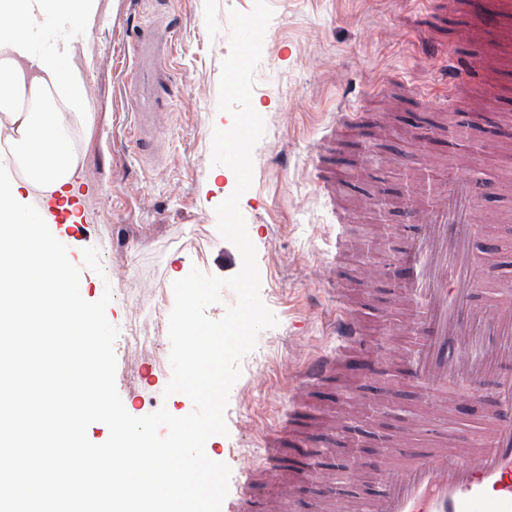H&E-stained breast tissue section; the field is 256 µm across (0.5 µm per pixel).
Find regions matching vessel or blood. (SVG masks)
Masks as SVG:
<instances>
[{"mask_svg": "<svg viewBox=\"0 0 512 512\" xmlns=\"http://www.w3.org/2000/svg\"><path fill=\"white\" fill-rule=\"evenodd\" d=\"M482 57L438 84L435 94L450 100L459 80L486 76ZM430 201L416 204V224L404 230L397 262L404 271L401 304L416 330L415 353L406 376L429 400L430 422L437 428L428 445L413 438V426L400 425L374 454L388 458L385 468L367 465L343 477L312 459L287 461L279 441L265 446L261 463L247 472L248 488L228 512H285L293 496L295 475L311 472L315 481L311 512H512V289L481 279L472 247L474 230L495 238L499 216L477 217L473 191L461 181L450 190L433 187ZM483 286L480 309L470 304L472 290ZM332 330L347 351L365 352V328L345 305H338ZM302 397L340 376L339 357L322 354L304 367ZM494 381L493 406L482 430L469 433L453 427L462 398L487 393ZM275 484L273 496L259 495Z\"/></svg>", "mask_w": 512, "mask_h": 512, "instance_id": "vessel-or-blood-1", "label": "vessel or blood"}]
</instances>
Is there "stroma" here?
I'll return each mask as SVG.
<instances>
[{
  "instance_id": "stroma-1",
  "label": "stroma",
  "mask_w": 512,
  "mask_h": 512,
  "mask_svg": "<svg viewBox=\"0 0 512 512\" xmlns=\"http://www.w3.org/2000/svg\"><path fill=\"white\" fill-rule=\"evenodd\" d=\"M274 16L255 73L252 103L266 133L254 150L255 191L240 209L257 248L261 298L278 319L263 330L241 361L231 390L228 433L208 440L209 456L231 469L230 497L246 485L249 462L263 454L268 434L291 417L316 431L336 413V393L321 390L309 408L295 396L299 370L313 356L339 352L325 317L340 298H355L353 313L378 339L383 321L395 320L390 283L367 281L371 266L399 275L395 251L377 258L362 251L337 254L331 240L337 211L351 216L352 235L365 240L376 221L406 224L398 203L417 174L425 152L448 156L438 175L448 182L474 163L487 182L479 214H500L496 251L484 240L487 276L512 282V138L490 137L487 125L471 123L460 143L467 158L449 155L444 142L423 146L409 129L418 113L437 124L465 120L476 103L488 101L492 120L512 128V70L493 86L472 79L448 105L431 87L445 75V54L476 56L496 50V31L483 28L479 42H461V30L489 0H268ZM204 0H99L93 29L75 26L85 65L90 109L71 126L79 157L74 207L56 227L70 261L96 247L101 273L86 271L83 297L98 300L111 290L106 310L119 336L116 386L129 414L142 417L167 407L176 416L193 405L182 394L165 396L171 377L168 317L171 284L191 268L223 278L235 275L224 256L232 251L216 229L215 207L232 188L210 164L214 129L229 128L217 108L220 65L227 35L209 39ZM146 34L159 48L157 74L166 95L165 113L152 146L140 145L131 129L145 100L134 59L123 50ZM382 158L362 160L364 145ZM138 335V348L129 345Z\"/></svg>"
}]
</instances>
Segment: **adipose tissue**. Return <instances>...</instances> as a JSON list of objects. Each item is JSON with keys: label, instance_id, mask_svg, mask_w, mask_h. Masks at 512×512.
<instances>
[{"label": "adipose tissue", "instance_id": "ef3b65f1", "mask_svg": "<svg viewBox=\"0 0 512 512\" xmlns=\"http://www.w3.org/2000/svg\"><path fill=\"white\" fill-rule=\"evenodd\" d=\"M97 12L96 0H0V16L14 20L11 27L0 28V115L10 125V155L24 160L29 185L49 193L62 191L79 165L66 135V116L56 104L64 102L76 111L87 105L81 68L62 64L70 51L65 32L76 23L92 27ZM47 22L58 31V38L49 49L31 53L36 35ZM19 197V184L0 181V251L10 255L9 260L0 262V281L11 288L10 293L0 295V315L12 319L5 331L11 349L30 357L35 348L24 340L29 321L25 314L13 310L12 294L50 291L49 313L66 329L85 327L87 319L82 309L70 303L61 284H50L45 272V255L58 250L57 241L17 226L15 202ZM19 262L28 270L21 278L14 274Z\"/></svg>", "mask_w": 512, "mask_h": 512}]
</instances>
